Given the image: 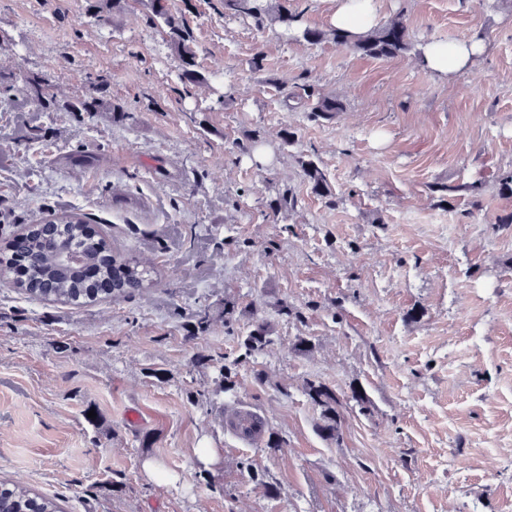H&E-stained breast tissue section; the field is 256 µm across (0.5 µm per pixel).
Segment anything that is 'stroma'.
I'll return each mask as SVG.
<instances>
[{
    "instance_id": "obj_1",
    "label": "stroma",
    "mask_w": 512,
    "mask_h": 512,
    "mask_svg": "<svg viewBox=\"0 0 512 512\" xmlns=\"http://www.w3.org/2000/svg\"><path fill=\"white\" fill-rule=\"evenodd\" d=\"M168 3L205 84L183 85L150 0L98 12L0 0V80L20 94L43 72L60 103L0 105V233L79 212L114 254L157 270L151 286L79 308L0 280V480L64 512H512V228L496 226L512 213L498 190L512 170V0H377L415 45L388 59L255 25L220 0ZM476 36L487 50L452 84L416 52ZM87 73L134 120L69 111L94 94ZM301 85L344 111L288 110ZM255 134L260 155L243 154ZM306 154L333 203L305 180ZM472 182L477 207L461 191ZM283 194L294 206L274 209ZM204 308L211 327L193 334ZM261 323L272 344L243 358ZM300 336L309 353L295 352ZM210 355L232 366L230 387L199 366ZM309 378L344 401L341 443L317 429ZM245 406L266 422L252 444L224 425Z\"/></svg>"
}]
</instances>
